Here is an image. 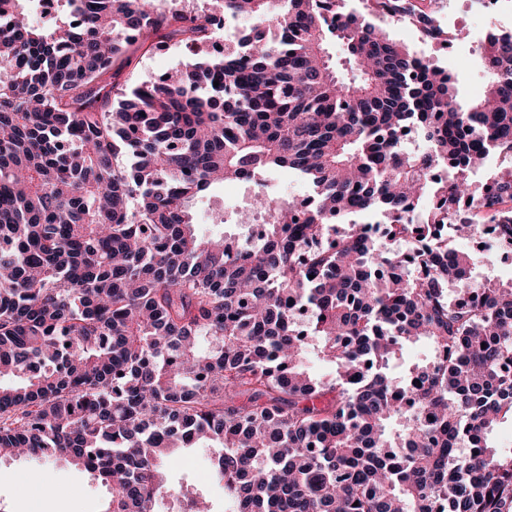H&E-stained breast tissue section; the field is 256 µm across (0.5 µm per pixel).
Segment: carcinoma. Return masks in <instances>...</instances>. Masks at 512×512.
I'll return each instance as SVG.
<instances>
[{"label": "carcinoma", "instance_id": "carcinoma-1", "mask_svg": "<svg viewBox=\"0 0 512 512\" xmlns=\"http://www.w3.org/2000/svg\"><path fill=\"white\" fill-rule=\"evenodd\" d=\"M15 2L0 462L79 466L103 512H212L170 483L182 448L210 449L234 512H512V449L490 440L512 415V278L480 274L512 238V32L481 46L468 100L375 23L413 0H224L251 21L242 51L119 86L135 36L204 43L210 20L65 0L82 24L44 29ZM282 171L307 205L270 190ZM226 180L253 185L234 222L262 211L261 235L198 230L193 202ZM420 341L431 356L394 372Z\"/></svg>", "mask_w": 512, "mask_h": 512}]
</instances>
